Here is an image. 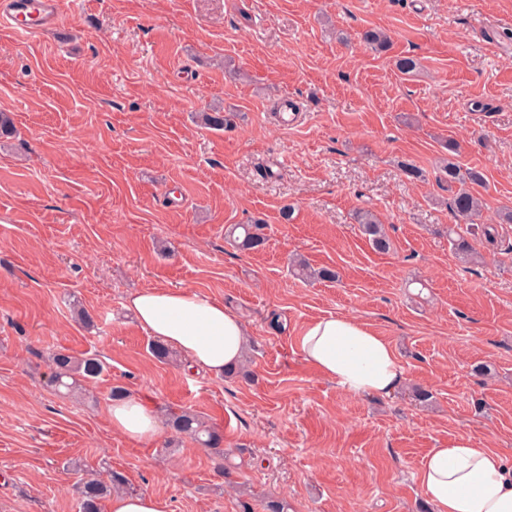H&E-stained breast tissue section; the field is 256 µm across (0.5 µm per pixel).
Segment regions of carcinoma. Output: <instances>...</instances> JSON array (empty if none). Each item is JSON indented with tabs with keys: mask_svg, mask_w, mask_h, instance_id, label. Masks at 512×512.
<instances>
[{
	"mask_svg": "<svg viewBox=\"0 0 512 512\" xmlns=\"http://www.w3.org/2000/svg\"><path fill=\"white\" fill-rule=\"evenodd\" d=\"M442 172L448 177V191L452 193L450 209L456 218V224L448 227L450 243L459 259L469 263L480 258V252L475 239L459 232V225L472 223L473 217L479 214L481 199L478 188L485 185V176L476 168H463L452 161L444 165ZM357 221L362 234L368 238L375 251L388 253L393 249L385 226L375 214L362 211L358 214ZM225 235L244 251H258L266 243V237L261 233L258 224H233L226 228ZM49 362L52 382L68 393L82 389L84 382L99 376L103 371L100 359L78 358L64 350L53 353ZM169 421L176 434L190 438L220 456L224 455V434L208 424L199 414L183 410L170 415ZM124 486L125 479L117 472L110 473L105 479H86L79 491V512H101L102 500L113 492L122 490Z\"/></svg>",
	"mask_w": 512,
	"mask_h": 512,
	"instance_id": "cac0c4a2",
	"label": "carcinoma"
}]
</instances>
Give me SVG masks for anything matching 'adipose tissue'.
<instances>
[{
    "instance_id": "adipose-tissue-1",
    "label": "adipose tissue",
    "mask_w": 512,
    "mask_h": 512,
    "mask_svg": "<svg viewBox=\"0 0 512 512\" xmlns=\"http://www.w3.org/2000/svg\"><path fill=\"white\" fill-rule=\"evenodd\" d=\"M127 306L149 335L185 356L191 369L220 376L243 358L244 325L221 301L189 289L156 287L131 295ZM300 352L322 378L352 394L387 395L403 378L390 342L351 317L309 322ZM108 415L113 431L129 439L147 441L159 432L146 398L113 401ZM418 481L432 512H512V469L500 454L467 436L430 449Z\"/></svg>"
}]
</instances>
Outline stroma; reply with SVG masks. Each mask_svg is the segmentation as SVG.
<instances>
[{"mask_svg":"<svg viewBox=\"0 0 512 512\" xmlns=\"http://www.w3.org/2000/svg\"><path fill=\"white\" fill-rule=\"evenodd\" d=\"M54 3L52 27L0 26V112L16 127L0 138V512H77L82 475L109 470L168 512H241V487L254 512L266 497L429 512V449L465 435L512 467V0ZM373 28L389 51L363 41ZM213 108L223 130L196 119ZM451 156L486 178L478 221L496 241L475 263L448 241ZM364 210L390 252L361 234ZM258 219L262 250L225 239ZM293 256L337 280L296 276ZM160 286L239 313L251 378L152 356L125 305ZM327 315L391 343V395L350 394L302 359L304 326ZM60 348L105 362L88 393L52 387ZM117 386L151 401L156 438L113 432ZM184 409L223 431L229 459L175 435L168 414ZM357 221L362 234L368 238L372 248L380 253L390 252L393 243L387 234L385 226L371 211H361L357 216Z\"/></svg>","mask_w":512,"mask_h":512,"instance_id":"1","label":"stroma"}]
</instances>
